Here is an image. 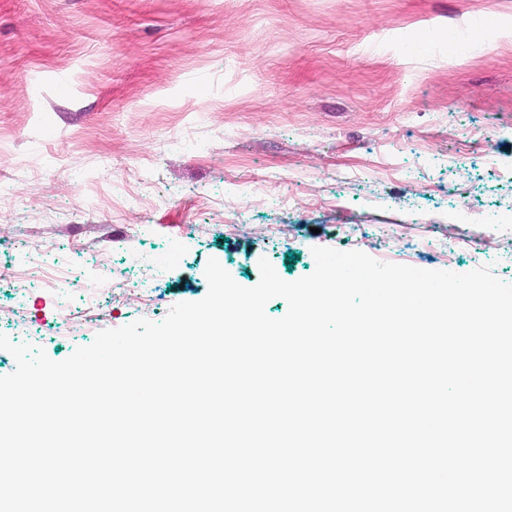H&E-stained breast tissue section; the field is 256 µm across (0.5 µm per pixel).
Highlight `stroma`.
Segmentation results:
<instances>
[{
  "mask_svg": "<svg viewBox=\"0 0 512 512\" xmlns=\"http://www.w3.org/2000/svg\"><path fill=\"white\" fill-rule=\"evenodd\" d=\"M316 246L512 283V0H0V333L60 361Z\"/></svg>",
  "mask_w": 512,
  "mask_h": 512,
  "instance_id": "35a3bbf8",
  "label": "stroma"
}]
</instances>
